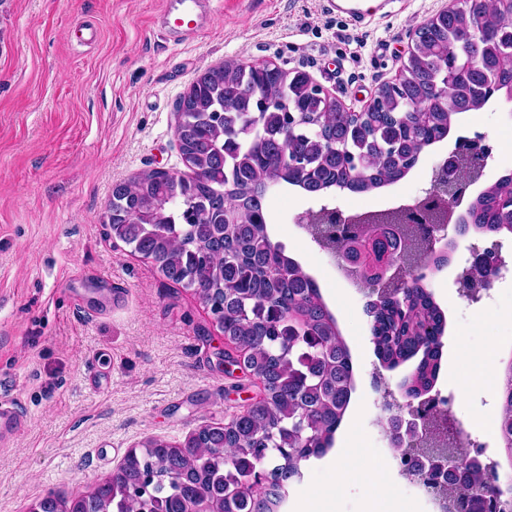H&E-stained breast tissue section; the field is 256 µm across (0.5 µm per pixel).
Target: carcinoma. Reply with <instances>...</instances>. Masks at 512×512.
Instances as JSON below:
<instances>
[{"instance_id":"carcinoma-1","label":"carcinoma","mask_w":512,"mask_h":512,"mask_svg":"<svg viewBox=\"0 0 512 512\" xmlns=\"http://www.w3.org/2000/svg\"><path fill=\"white\" fill-rule=\"evenodd\" d=\"M493 94L512 101V0H487L480 13L440 14L420 28L404 66L401 93L354 114L336 99L315 97L310 79L282 68L229 62L205 69L176 105L188 172L149 169L115 185L110 235L154 262L167 280L224 309V335L249 372L267 381L268 398L229 426H206L181 446L150 439L125 457L112 480L89 495L52 494L35 512H190L208 497L216 512H273L281 496L268 484L298 480L323 456L354 390L350 350L316 280L272 239L268 195L288 186L315 196L370 193L404 179L423 150L448 137L460 115L482 110ZM512 188L502 176L470 204L466 236L512 234V213L499 203ZM331 246L376 293L367 312L375 354L394 370L414 361L404 388L432 391L443 355L445 315L417 279L402 291L384 281L394 266L439 269L447 256L417 240L407 224L372 219L355 237L317 223ZM498 437L509 463L506 488L497 465H470L457 449L463 485L448 477L435 493L512 497V358L499 372Z\"/></svg>"}]
</instances>
